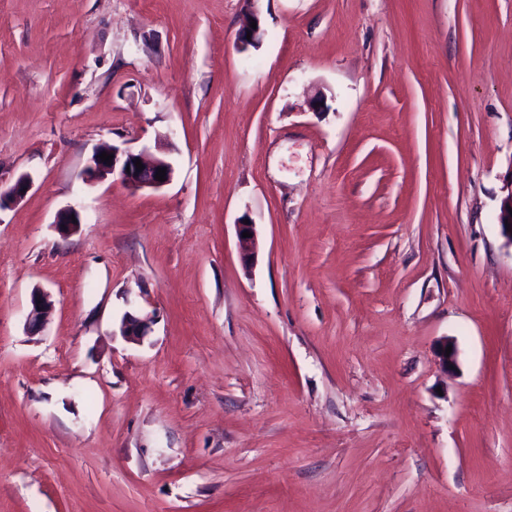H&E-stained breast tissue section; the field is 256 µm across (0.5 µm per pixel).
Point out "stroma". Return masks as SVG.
Segmentation results:
<instances>
[{"label":"stroma","instance_id":"35a3bbf8","mask_svg":"<svg viewBox=\"0 0 512 512\" xmlns=\"http://www.w3.org/2000/svg\"><path fill=\"white\" fill-rule=\"evenodd\" d=\"M105 143L171 182L85 181ZM22 175L0 512H512V0H0ZM237 239L242 261L245 267H252L255 259L254 241L256 237L255 224H236ZM248 231L251 237L242 238V233ZM30 305L28 328L37 330L43 326L50 312L51 303L47 293L40 289H34L30 296ZM151 317L141 318L133 313L126 312L121 321V335L133 341H140L147 335Z\"/></svg>","mask_w":512,"mask_h":512}]
</instances>
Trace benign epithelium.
<instances>
[{
    "label": "benign epithelium",
    "mask_w": 512,
    "mask_h": 512,
    "mask_svg": "<svg viewBox=\"0 0 512 512\" xmlns=\"http://www.w3.org/2000/svg\"><path fill=\"white\" fill-rule=\"evenodd\" d=\"M113 155L111 163L100 159L102 152ZM141 160L144 169H136L135 161ZM166 169L165 180L155 179L156 172ZM172 164L164 158H156L150 162L144 160L143 154L130 150H122L117 146H104L94 151L90 162L84 169V175L88 181H102L109 176L117 179L131 190L159 189L168 184L173 176ZM30 187V179L26 175L20 176L7 190H0V208L20 201L25 195V189ZM512 224V192L502 200L499 208L498 225L500 233L505 239L506 245L512 247V230H507L506 224ZM237 239L242 261L248 268L252 267L255 259L254 241L256 237L255 225L240 223L236 225ZM248 231L250 236L244 238L242 233ZM31 309L28 314V328L37 330L43 326L50 312L51 303L47 293L40 289L32 291L30 296ZM150 317L141 318L127 312L121 321V335L133 341H139L147 335ZM452 347L450 354H445L447 347ZM437 357L440 365L446 371L457 368V347L453 338L444 339L437 348Z\"/></svg>",
    "instance_id": "benign-epithelium-1"
}]
</instances>
